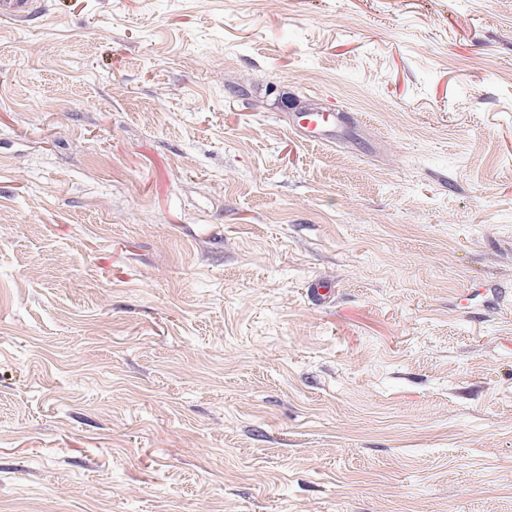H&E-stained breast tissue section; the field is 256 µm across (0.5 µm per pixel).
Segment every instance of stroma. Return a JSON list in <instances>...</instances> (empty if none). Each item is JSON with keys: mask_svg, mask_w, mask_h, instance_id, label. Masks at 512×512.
I'll list each match as a JSON object with an SVG mask.
<instances>
[{"mask_svg": "<svg viewBox=\"0 0 512 512\" xmlns=\"http://www.w3.org/2000/svg\"><path fill=\"white\" fill-rule=\"evenodd\" d=\"M0 512H512V0L0 19ZM292 128L307 140L318 143H335L336 133L342 131L343 113L312 112L308 110L290 113Z\"/></svg>", "mask_w": 512, "mask_h": 512, "instance_id": "obj_1", "label": "stroma"}]
</instances>
